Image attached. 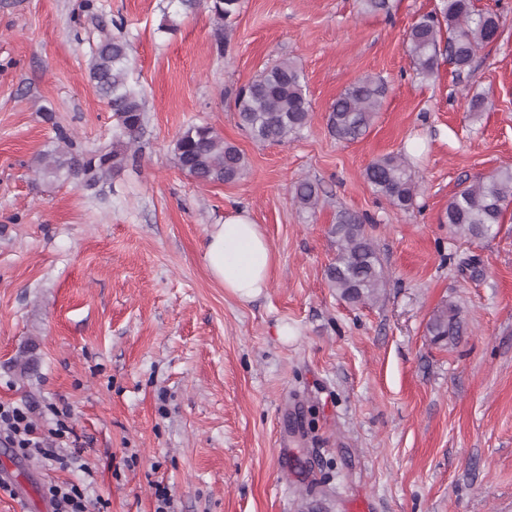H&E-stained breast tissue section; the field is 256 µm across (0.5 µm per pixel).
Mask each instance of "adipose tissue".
<instances>
[{
	"label": "adipose tissue",
	"instance_id": "1",
	"mask_svg": "<svg viewBox=\"0 0 512 512\" xmlns=\"http://www.w3.org/2000/svg\"><path fill=\"white\" fill-rule=\"evenodd\" d=\"M204 260L209 274L243 300L266 288L274 264L268 240L249 214L236 210L208 233Z\"/></svg>",
	"mask_w": 512,
	"mask_h": 512
}]
</instances>
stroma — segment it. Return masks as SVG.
<instances>
[{
  "label": "stroma",
  "instance_id": "stroma-1",
  "mask_svg": "<svg viewBox=\"0 0 512 512\" xmlns=\"http://www.w3.org/2000/svg\"><path fill=\"white\" fill-rule=\"evenodd\" d=\"M0 0V403L39 433L66 409L70 468L0 443V512H51L46 490L83 484L106 512H512V205L493 237L445 224L466 179L512 164V0L469 72L416 76L404 38L436 0H240L219 28L201 0ZM177 24L159 29L163 17ZM133 46L147 123L140 158L84 189L36 172L65 131L111 146L113 121L88 77L100 31ZM289 58L303 70L308 125L284 144L240 127L238 91ZM384 80L369 132L328 125L357 78ZM487 96L485 111L468 101ZM245 155L231 183H201L174 155L188 125ZM418 185L408 209L365 181L385 155ZM321 189L316 209L296 181ZM242 209L275 255L250 300L209 274L211 225ZM364 219L386 286L374 304L330 288L336 213ZM450 302L461 336L427 323ZM33 358L20 375L16 361ZM320 193L319 186L308 179L298 180L293 185V200L304 208L315 209L321 198Z\"/></svg>",
  "mask_w": 512,
  "mask_h": 512
}]
</instances>
